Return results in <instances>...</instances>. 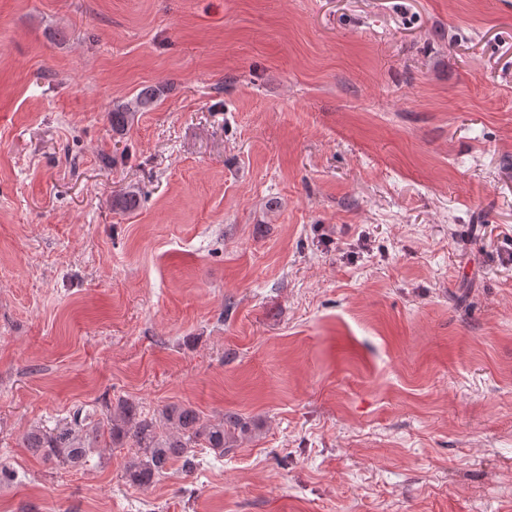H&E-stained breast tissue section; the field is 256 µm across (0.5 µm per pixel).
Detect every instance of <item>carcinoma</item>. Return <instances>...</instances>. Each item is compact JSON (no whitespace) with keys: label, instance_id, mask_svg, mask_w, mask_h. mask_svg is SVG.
I'll return each mask as SVG.
<instances>
[{"label":"carcinoma","instance_id":"obj_1","mask_svg":"<svg viewBox=\"0 0 512 512\" xmlns=\"http://www.w3.org/2000/svg\"><path fill=\"white\" fill-rule=\"evenodd\" d=\"M249 430L250 424L232 412L211 420L190 406L173 404L148 418L134 403L119 399L98 415L77 412L50 432L31 431L26 443L48 460L76 467L85 461L91 440L103 437L116 448L130 440L137 452L125 465L124 479L148 488L176 461L187 472L195 469L197 458L190 449L198 446L222 454Z\"/></svg>","mask_w":512,"mask_h":512}]
</instances>
